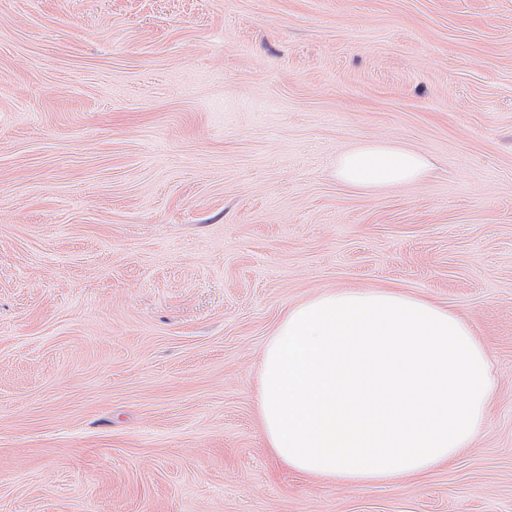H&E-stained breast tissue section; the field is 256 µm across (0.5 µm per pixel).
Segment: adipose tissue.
Instances as JSON below:
<instances>
[{
  "instance_id": "ef3b65f1",
  "label": "adipose tissue",
  "mask_w": 512,
  "mask_h": 512,
  "mask_svg": "<svg viewBox=\"0 0 512 512\" xmlns=\"http://www.w3.org/2000/svg\"><path fill=\"white\" fill-rule=\"evenodd\" d=\"M421 151L366 142L336 177L370 193L421 181ZM496 380L487 347L447 308L391 288L320 292L289 308L259 378L264 437L293 470L380 483L427 470L483 431Z\"/></svg>"
}]
</instances>
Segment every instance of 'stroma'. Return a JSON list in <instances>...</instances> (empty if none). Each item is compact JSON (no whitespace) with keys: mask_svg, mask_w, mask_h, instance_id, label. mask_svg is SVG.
Wrapping results in <instances>:
<instances>
[{"mask_svg":"<svg viewBox=\"0 0 512 512\" xmlns=\"http://www.w3.org/2000/svg\"><path fill=\"white\" fill-rule=\"evenodd\" d=\"M365 141L433 169L361 193ZM377 286L472 326L488 423L384 483L289 469L268 339ZM0 512H512V0H0Z\"/></svg>","mask_w":512,"mask_h":512,"instance_id":"obj_1","label":"stroma"}]
</instances>
